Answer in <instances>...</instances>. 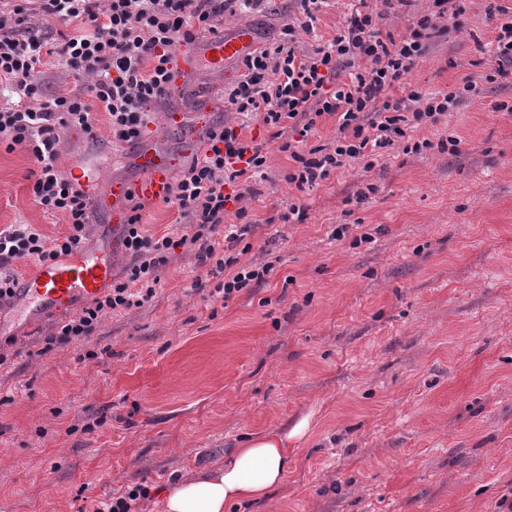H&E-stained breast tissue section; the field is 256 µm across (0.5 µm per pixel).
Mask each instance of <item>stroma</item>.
Listing matches in <instances>:
<instances>
[{"label": "stroma", "instance_id": "35a3bbf8", "mask_svg": "<svg viewBox=\"0 0 512 512\" xmlns=\"http://www.w3.org/2000/svg\"><path fill=\"white\" fill-rule=\"evenodd\" d=\"M299 10L270 0L224 26L250 27L261 47ZM348 11L330 0L299 48L332 39ZM463 20L407 76L433 93L477 77V95L418 132L457 138L456 153L393 146L372 169L300 189L270 149L245 200L252 226L230 248L211 238L216 255L272 263L265 283L222 300V277L178 248L151 301L67 344L47 342L63 317L17 325L0 306V512H91L137 483L150 487L142 512H164L176 479L302 419L283 485L227 512H498L512 490V77H485L497 24L485 0ZM242 72L238 58L220 74L199 66L154 105L142 146L191 162L210 126L236 121L224 91ZM93 126L65 133L58 165L89 162L105 198L139 169L132 149H113L105 113ZM32 167L0 148V228L52 241L69 226L34 201ZM292 203L303 221H283Z\"/></svg>", "mask_w": 512, "mask_h": 512}]
</instances>
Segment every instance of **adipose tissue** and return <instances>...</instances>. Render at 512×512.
I'll return each mask as SVG.
<instances>
[{"mask_svg": "<svg viewBox=\"0 0 512 512\" xmlns=\"http://www.w3.org/2000/svg\"><path fill=\"white\" fill-rule=\"evenodd\" d=\"M306 421L288 431L251 438L214 466L176 481L164 512H224L225 505L262 500L281 486L288 472V441L304 435Z\"/></svg>", "mask_w": 512, "mask_h": 512, "instance_id": "ef3b65f1", "label": "adipose tissue"}]
</instances>
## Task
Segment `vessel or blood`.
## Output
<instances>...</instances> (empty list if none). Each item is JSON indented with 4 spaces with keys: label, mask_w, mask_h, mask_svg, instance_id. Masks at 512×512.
I'll use <instances>...</instances> for the list:
<instances>
[{
    "label": "vessel or blood",
    "mask_w": 512,
    "mask_h": 512,
    "mask_svg": "<svg viewBox=\"0 0 512 512\" xmlns=\"http://www.w3.org/2000/svg\"><path fill=\"white\" fill-rule=\"evenodd\" d=\"M252 43V35L244 26L235 28L229 34L220 32L207 37L198 53L188 52L177 56L173 63L172 77L181 79L198 63L206 64L216 71L223 70L225 59L241 56ZM138 163L143 176L136 184L113 183L111 203L96 200L90 208L92 218H99L104 212L111 217L112 238L107 246L81 248L58 260L36 265L25 273L20 283V292L35 304L28 314L29 319L66 311L75 294L95 297L110 284L112 258L123 249L125 214L119 209V202L131 194L157 201L169 195L170 159L148 150L139 155Z\"/></svg>",
    "instance_id": "obj_1"
}]
</instances>
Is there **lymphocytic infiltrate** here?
<instances>
[{
  "label": "lymphocytic infiltrate",
  "instance_id": "obj_1",
  "mask_svg": "<svg viewBox=\"0 0 512 512\" xmlns=\"http://www.w3.org/2000/svg\"><path fill=\"white\" fill-rule=\"evenodd\" d=\"M263 0H0V84L19 95L10 108L0 107V145L23 148L35 164L32 194L47 210L64 215L69 232L46 244L30 224L0 228V303L14 298L18 278L13 264L28 257L38 263L57 260L81 246L90 222V198L82 183L58 164L61 139L71 129L88 130L93 113L106 112L113 141L138 144L152 114V103L164 98L170 79L171 50L216 33L225 15L254 9ZM305 21L287 26L282 43L260 48L243 59L244 71L224 93L225 106L237 115L258 117L273 129L274 146L244 139L235 127L211 126L205 149L170 186L168 204L177 208L189 233L180 239L148 233L139 206H132L125 224V246L132 258L125 280L109 293L88 302L80 313L57 326L52 342L65 344L92 335L103 317L116 309L142 306L154 296L159 269L175 247L194 250L199 265L214 255L208 238L223 227L225 241H240L247 220L243 187L260 173L270 148L288 154L296 167L287 180L296 187L313 186L347 161L372 164L380 150L404 142L405 152L432 148L417 139L424 124H437L474 92L475 80L461 89L429 93L405 79L436 39L460 30L466 8L462 0H430L431 5L401 37H381L377 25L384 10L400 0H382L367 8L358 0L336 36L312 50L297 47V30H312L316 14L328 0H298ZM80 26L77 35L60 41L39 39L35 31L55 25ZM365 61L357 68L355 60ZM66 67L76 79L68 93L47 97L34 81L37 67ZM400 97H393V90ZM337 121L332 152L301 153L323 116ZM237 203V221L225 225L228 203ZM226 277L223 300L250 282H264L269 262L240 264L225 257L219 264Z\"/></svg>",
  "mask_w": 512,
  "mask_h": 512
}]
</instances>
